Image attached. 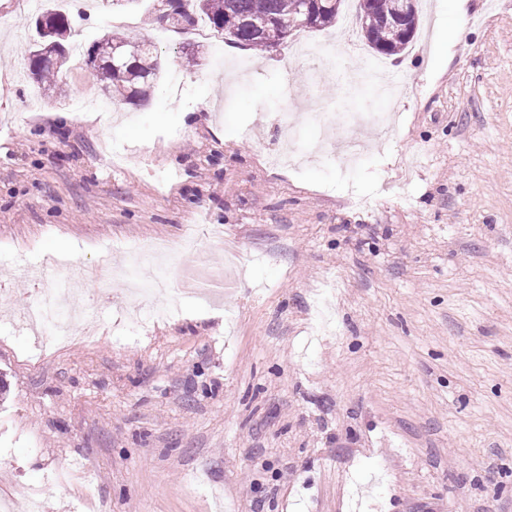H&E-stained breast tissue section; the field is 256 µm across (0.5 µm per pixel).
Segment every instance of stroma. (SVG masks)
<instances>
[{
  "label": "stroma",
  "mask_w": 512,
  "mask_h": 512,
  "mask_svg": "<svg viewBox=\"0 0 512 512\" xmlns=\"http://www.w3.org/2000/svg\"><path fill=\"white\" fill-rule=\"evenodd\" d=\"M79 53L104 32L157 35L140 106L67 112L89 90L29 76L35 10L0 0V495L45 512H512V0H466L468 36L433 50L453 7L380 58L362 33L301 29L258 53L153 0H55ZM330 60L282 64L301 43ZM194 50L187 61L185 50ZM399 73L397 98L364 63ZM298 111L295 129L278 113ZM354 160L266 165L313 150L317 113ZM253 138H245V128ZM201 236L229 292L167 289L132 327L89 284L75 339L13 314L36 285L129 245Z\"/></svg>",
  "instance_id": "35a3bbf8"
}]
</instances>
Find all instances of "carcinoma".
<instances>
[{
    "label": "carcinoma",
    "mask_w": 512,
    "mask_h": 512,
    "mask_svg": "<svg viewBox=\"0 0 512 512\" xmlns=\"http://www.w3.org/2000/svg\"><path fill=\"white\" fill-rule=\"evenodd\" d=\"M299 3L300 0H171L164 17L177 24L192 25L202 15L224 39L251 49H268L272 44L257 28L263 20L272 21L285 38L297 28H322L336 23V0H321L322 8L310 21L299 11ZM393 5L394 0H360L364 38L375 52L386 56L398 55L410 44L396 31L383 30ZM41 24L50 36L46 41L38 36L30 44L31 71L40 83L56 86L66 61L63 41L70 25L65 15L54 10L42 13ZM85 68L105 95L117 93L125 101L142 105L160 72V62L148 42H130L109 33L92 46Z\"/></svg>",
    "instance_id": "1"
}]
</instances>
